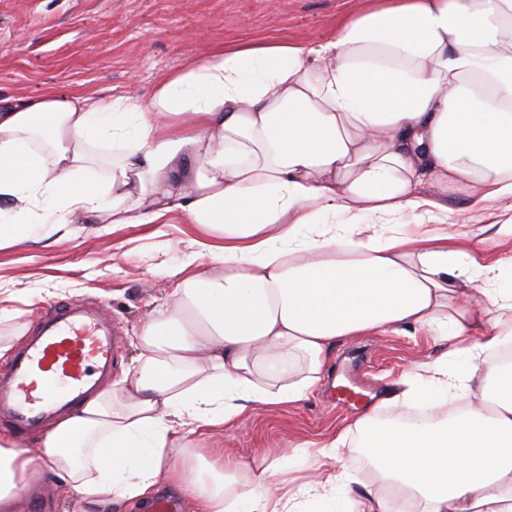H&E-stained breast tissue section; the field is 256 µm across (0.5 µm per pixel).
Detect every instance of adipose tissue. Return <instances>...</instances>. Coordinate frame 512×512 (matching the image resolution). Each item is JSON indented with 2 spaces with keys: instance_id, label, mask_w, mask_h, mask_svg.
Segmentation results:
<instances>
[{
  "instance_id": "adipose-tissue-1",
  "label": "adipose tissue",
  "mask_w": 512,
  "mask_h": 512,
  "mask_svg": "<svg viewBox=\"0 0 512 512\" xmlns=\"http://www.w3.org/2000/svg\"><path fill=\"white\" fill-rule=\"evenodd\" d=\"M492 204L512 213V0H366L318 44L191 59L146 103L0 100V249L176 210L203 232L133 374L53 419L41 455L0 431V512L35 478L84 512L144 507L164 482L195 512H512V255L446 228ZM410 331L444 350L385 400L422 424L374 410L265 466L187 457L191 436L306 399L337 340ZM448 396L465 407L431 415ZM348 447L404 497L336 470Z\"/></svg>"
}]
</instances>
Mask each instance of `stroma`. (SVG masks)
<instances>
[{
    "instance_id": "35a3bbf8",
    "label": "stroma",
    "mask_w": 512,
    "mask_h": 512,
    "mask_svg": "<svg viewBox=\"0 0 512 512\" xmlns=\"http://www.w3.org/2000/svg\"><path fill=\"white\" fill-rule=\"evenodd\" d=\"M362 0H0V98L42 88L81 91L99 100L119 93L149 101L158 80L190 58L238 39L317 41ZM180 212L163 224H118L109 232L42 248L0 250V305L21 311L27 336L57 305L104 314L120 338L112 369L134 372L140 331L172 291L163 264L177 263L195 236ZM443 350L424 333L345 339L332 351L307 399L255 409L223 434L195 438L189 455L224 451L226 461L274 459L298 442L323 444L371 409L402 417L406 407L380 403L391 382Z\"/></svg>"
}]
</instances>
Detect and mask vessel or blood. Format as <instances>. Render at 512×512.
Wrapping results in <instances>:
<instances>
[{"instance_id":"obj_1","label":"vessel or blood","mask_w":512,"mask_h":512,"mask_svg":"<svg viewBox=\"0 0 512 512\" xmlns=\"http://www.w3.org/2000/svg\"><path fill=\"white\" fill-rule=\"evenodd\" d=\"M117 342L102 315L59 307L16 354L7 382L0 384V408L8 407L23 430L58 402L78 405L94 373L111 368Z\"/></svg>"}]
</instances>
